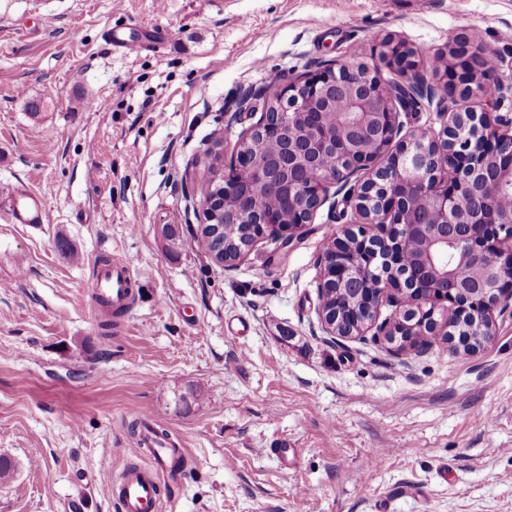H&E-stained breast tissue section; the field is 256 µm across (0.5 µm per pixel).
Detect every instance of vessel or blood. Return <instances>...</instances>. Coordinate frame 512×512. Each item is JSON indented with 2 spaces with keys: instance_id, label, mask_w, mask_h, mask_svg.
<instances>
[{
  "instance_id": "b4317fda",
  "label": "vessel or blood",
  "mask_w": 512,
  "mask_h": 512,
  "mask_svg": "<svg viewBox=\"0 0 512 512\" xmlns=\"http://www.w3.org/2000/svg\"><path fill=\"white\" fill-rule=\"evenodd\" d=\"M11 211L21 224L40 225L46 221L44 201L35 192L13 194ZM133 290L128 267L118 261L101 268L90 281L91 295L109 296L117 306L126 304ZM144 451L149 458L148 465L125 469L112 486L120 512H159L162 491L181 484L184 478L183 469L175 465L183 454L182 449L160 447L150 439Z\"/></svg>"
}]
</instances>
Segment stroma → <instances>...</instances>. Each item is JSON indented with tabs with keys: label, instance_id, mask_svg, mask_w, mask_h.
Returning a JSON list of instances; mask_svg holds the SVG:
<instances>
[{
	"label": "stroma",
	"instance_id": "1",
	"mask_svg": "<svg viewBox=\"0 0 512 512\" xmlns=\"http://www.w3.org/2000/svg\"><path fill=\"white\" fill-rule=\"evenodd\" d=\"M473 30L512 113V0H0V512H118L144 407L186 453L160 512H512V307L476 354L396 355L317 324L318 257L354 213L232 268L192 242L208 149L232 158L254 123L224 119L244 91L329 60L399 79L387 40L442 91L435 56ZM18 189L46 224L13 222ZM102 255L136 287L108 332ZM384 48V56L390 61V64H395L403 73L413 67L414 64L411 60L413 53L402 44L389 40L385 42Z\"/></svg>",
	"mask_w": 512,
	"mask_h": 512
}]
</instances>
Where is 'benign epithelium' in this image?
Instances as JSON below:
<instances>
[{
    "label": "benign epithelium",
    "instance_id": "7a95c632",
    "mask_svg": "<svg viewBox=\"0 0 512 512\" xmlns=\"http://www.w3.org/2000/svg\"><path fill=\"white\" fill-rule=\"evenodd\" d=\"M384 56L405 72L413 53L391 40ZM481 39L457 37L448 51V106L441 127L425 136L400 138L401 115L410 113L412 81L386 83L365 66L328 63L257 102L243 96L237 111L262 108L241 140L220 188L239 199L233 213L217 195L203 199V223L248 224L251 243L275 240V252L299 241L305 227L355 175L343 201L359 223L345 225L320 257L318 323L335 340L373 336L395 352L423 336L448 337V351L475 354L495 335V313L512 306V118L487 109L458 107L477 80L491 85ZM281 141L273 157L262 140ZM329 156L336 168L323 165ZM275 191L288 202V217L266 206ZM469 264L459 279L442 258ZM363 283L350 323L325 305L333 289ZM393 307L386 317L382 308Z\"/></svg>",
    "mask_w": 512,
    "mask_h": 512
}]
</instances>
